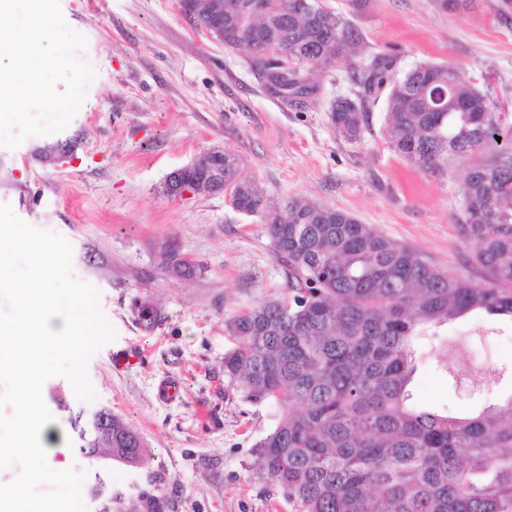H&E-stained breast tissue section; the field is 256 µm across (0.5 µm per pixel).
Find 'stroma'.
Segmentation results:
<instances>
[{"instance_id": "1", "label": "stroma", "mask_w": 512, "mask_h": 512, "mask_svg": "<svg viewBox=\"0 0 512 512\" xmlns=\"http://www.w3.org/2000/svg\"><path fill=\"white\" fill-rule=\"evenodd\" d=\"M354 29L361 47L317 75L321 89L301 105L272 96L244 48L210 39L180 12L177 0H59L67 25L86 39L77 56L95 77L60 135L0 146V226L17 230L58 266L64 299L89 301L97 327L77 356H53L41 384L51 425L75 440L72 417L90 421L109 409L138 431L150 456L143 467L57 455L65 475H33L13 453L22 395L0 374V491L20 486L26 498L69 512L75 490L88 512L103 482L122 512H142L145 498L164 512H296L261 473L255 445L279 408L242 400L224 375L236 339L228 319L285 295L281 264L260 217L245 216L226 193L171 197L169 173L213 148L240 159L244 177L273 201L304 197L346 211L443 269L484 279L476 244L458 221L463 181L473 154L445 156L439 170L420 169L385 137L384 100L369 107L360 140L338 136L330 103L352 95L351 73L370 56L390 54L396 72L423 62L456 67L512 130V16L500 0H320ZM76 139L71 158L44 162L57 137ZM191 264L176 270L174 259ZM11 281L0 286V323L20 311L14 285L28 278L30 255L10 253ZM148 307L152 322L139 316ZM480 315L424 337L422 350L448 345V366L427 358L413 384L417 403L451 414L473 412L512 396V327L489 332ZM491 360L498 376L474 385L471 362ZM181 385L171 402L157 398L160 380Z\"/></svg>"}]
</instances>
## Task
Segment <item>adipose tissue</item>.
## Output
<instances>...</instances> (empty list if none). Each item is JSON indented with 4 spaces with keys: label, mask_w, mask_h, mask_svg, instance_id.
Returning <instances> with one entry per match:
<instances>
[{
    "label": "adipose tissue",
    "mask_w": 512,
    "mask_h": 512,
    "mask_svg": "<svg viewBox=\"0 0 512 512\" xmlns=\"http://www.w3.org/2000/svg\"><path fill=\"white\" fill-rule=\"evenodd\" d=\"M15 293L24 317L18 324L0 325V340L12 341L9 349H0V367H9L23 386L17 449L41 475L50 471L51 458L67 447L65 437L42 418L40 382L48 356L63 345L72 350L83 347L90 337L85 323L57 300L51 275L41 264L33 265L28 280Z\"/></svg>",
    "instance_id": "1"
}]
</instances>
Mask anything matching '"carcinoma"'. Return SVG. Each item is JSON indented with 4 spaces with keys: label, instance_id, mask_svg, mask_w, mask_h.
Listing matches in <instances>:
<instances>
[{
    "label": "carcinoma",
    "instance_id": "carcinoma-1",
    "mask_svg": "<svg viewBox=\"0 0 512 512\" xmlns=\"http://www.w3.org/2000/svg\"><path fill=\"white\" fill-rule=\"evenodd\" d=\"M222 2L224 46L256 40L284 54L286 99L311 97L310 72L356 41L318 0H260L254 20L245 0ZM352 82L355 96L329 108L344 139L361 138L368 107L383 95L389 145L418 168L481 152L459 221L485 280L444 270L345 211L300 199L274 205L226 151L211 183L230 188L235 210L264 220L287 293L227 322L237 345L224 354V376L244 401L279 405L257 456L299 512H512V398L460 416L418 407L410 390L425 327L475 312L512 323V146H493L500 116L450 65L398 75L394 58L378 54ZM100 415L107 428L79 432L78 448L141 467L140 435L112 411Z\"/></svg>",
    "mask_w": 512,
    "mask_h": 512
}]
</instances>
